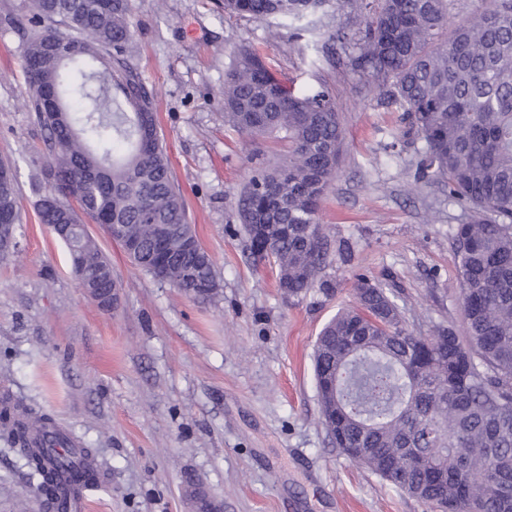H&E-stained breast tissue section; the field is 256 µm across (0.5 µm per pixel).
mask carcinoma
I'll use <instances>...</instances> for the list:
<instances>
[{
	"instance_id": "1",
	"label": "carcinoma",
	"mask_w": 512,
	"mask_h": 512,
	"mask_svg": "<svg viewBox=\"0 0 512 512\" xmlns=\"http://www.w3.org/2000/svg\"><path fill=\"white\" fill-rule=\"evenodd\" d=\"M452 0H224V14L293 25L336 12L362 27L329 36L355 52L379 93L425 143L418 178L471 213L456 231L466 333L404 327L389 289L356 276L357 302L314 348L321 424L352 462L440 512H512V0L452 20ZM132 0H20L29 111L44 132L35 181L39 223L104 227L146 274L196 299L218 293L198 248L153 92L132 64ZM61 34L78 52L59 57ZM224 124L279 135L276 162L256 163L237 208L251 255L279 267L278 287L307 294L326 263L320 203L336 177L344 132L323 89L279 80L242 42L225 72ZM22 216L15 179H0V225ZM85 288H118L106 255L77 230L61 239ZM0 403V434L26 460L32 492L69 512V487L92 473V450L63 448L53 419L36 434Z\"/></svg>"
}]
</instances>
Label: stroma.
Masks as SVG:
<instances>
[{
    "instance_id": "1",
    "label": "stroma",
    "mask_w": 512,
    "mask_h": 512,
    "mask_svg": "<svg viewBox=\"0 0 512 512\" xmlns=\"http://www.w3.org/2000/svg\"><path fill=\"white\" fill-rule=\"evenodd\" d=\"M133 64L155 93L160 133L219 281L190 298L134 266L97 224L88 232L121 285L104 311L73 276L66 247L35 214L43 133L27 107L22 36L0 23V161L23 222L0 260V395L94 449L101 482L90 512H195L192 484L223 512H428L351 463L319 418L312 353L323 326L355 302V272L393 288L408 327L463 330L454 235L470 214L416 179L421 140L343 50L319 52L344 24L319 30L228 18L222 0H134ZM246 40L288 85L321 87L345 132L321 201L330 293L284 295L275 265L255 264L235 201L249 157L272 153L225 126L220 91L230 46ZM20 454L0 437V512H45Z\"/></svg>"
}]
</instances>
